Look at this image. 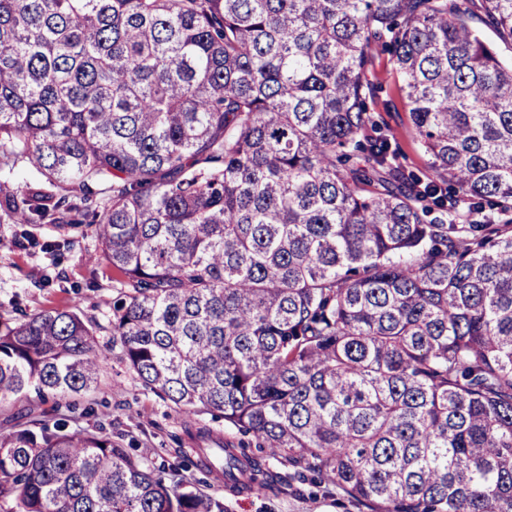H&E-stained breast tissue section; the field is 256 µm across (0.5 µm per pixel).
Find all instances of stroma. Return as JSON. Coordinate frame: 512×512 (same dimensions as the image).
I'll return each mask as SVG.
<instances>
[{"label":"stroma","instance_id":"35a3bbf8","mask_svg":"<svg viewBox=\"0 0 512 512\" xmlns=\"http://www.w3.org/2000/svg\"><path fill=\"white\" fill-rule=\"evenodd\" d=\"M371 107L383 126L400 170L429 174L430 158L418 142L401 83L390 58L376 50L366 70ZM118 277L102 257L95 227L84 224H12L0 221V320L19 322L42 311L69 308L92 328L108 356L98 388L60 400L28 393L0 402V421L22 412L37 419L62 418L71 428L97 430L130 448L164 477L182 480L224 501L225 512H359L330 482L315 487L295 479L285 454L265 452L278 488L264 493L229 495L198 464V445L187 427L203 424L222 437L230 429L207 413L174 411L146 389L127 368L114 345L109 319Z\"/></svg>","mask_w":512,"mask_h":512}]
</instances>
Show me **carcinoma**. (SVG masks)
I'll use <instances>...</instances> for the list:
<instances>
[{
  "instance_id": "obj_1",
  "label": "carcinoma",
  "mask_w": 512,
  "mask_h": 512,
  "mask_svg": "<svg viewBox=\"0 0 512 512\" xmlns=\"http://www.w3.org/2000/svg\"><path fill=\"white\" fill-rule=\"evenodd\" d=\"M512 37V0H484ZM391 55L427 182L368 103ZM0 220L97 225L112 344L239 437L370 512H512V62L448 0H0ZM100 189L96 209L83 201ZM500 220L477 224L486 206ZM441 216H435V213ZM73 310L0 322V399L98 385ZM0 512H224L111 437L0 433Z\"/></svg>"
}]
</instances>
